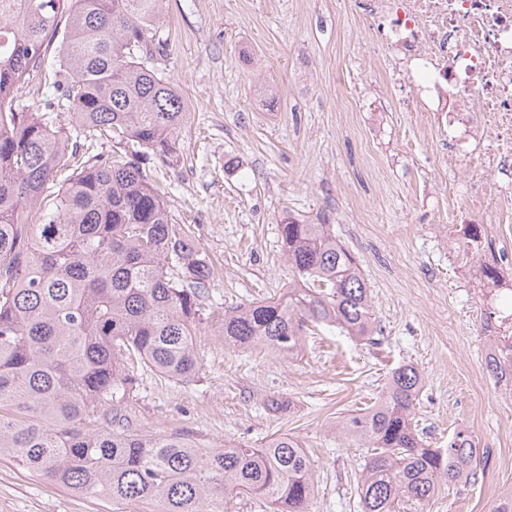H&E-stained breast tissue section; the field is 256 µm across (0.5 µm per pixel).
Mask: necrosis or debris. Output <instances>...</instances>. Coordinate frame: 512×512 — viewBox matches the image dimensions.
<instances>
[{"label":"necrosis or debris","instance_id":"4bbe7bcc","mask_svg":"<svg viewBox=\"0 0 512 512\" xmlns=\"http://www.w3.org/2000/svg\"><path fill=\"white\" fill-rule=\"evenodd\" d=\"M354 16L404 110L441 131L464 208L512 243V0H355Z\"/></svg>","mask_w":512,"mask_h":512}]
</instances>
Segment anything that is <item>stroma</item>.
<instances>
[{
	"label": "stroma",
	"mask_w": 512,
	"mask_h": 512,
	"mask_svg": "<svg viewBox=\"0 0 512 512\" xmlns=\"http://www.w3.org/2000/svg\"><path fill=\"white\" fill-rule=\"evenodd\" d=\"M352 0H164L156 72L184 96L179 158L157 165L175 220L214 261L208 309L279 297L291 273L281 224L331 225L360 263L377 328L373 343L336 327L308 334L280 360L226 346L216 325L197 338L199 374L142 373L125 399L134 426L178 432L203 448L257 447L281 434L309 452L310 512H361L367 450L339 437L346 415L378 400L391 372L423 379L420 437L447 447L468 432L488 459L425 512H494L512 486V394L485 368L491 333L476 278L458 277L436 211L459 208L436 136L403 111L368 57ZM0 512H112L0 461Z\"/></svg>",
	"instance_id": "1"
}]
</instances>
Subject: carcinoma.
Here are the masks:
<instances>
[{
  "label": "carcinoma",
  "instance_id": "1",
  "mask_svg": "<svg viewBox=\"0 0 512 512\" xmlns=\"http://www.w3.org/2000/svg\"><path fill=\"white\" fill-rule=\"evenodd\" d=\"M162 2L0 0V460L132 512H229L244 495L272 512H309L312 467L296 438L204 449L133 428L122 407L141 371L198 374L212 267L146 169L169 161L187 116L183 96L149 67L164 50ZM54 40L57 98L26 100ZM64 101L66 123L52 117ZM104 135L136 150L90 154ZM280 233L287 292L224 311V344L291 359L310 324L372 342L367 284L330 225L290 222ZM421 388L403 366L373 406L339 423L370 448L362 512L427 505L477 473L465 432L446 448L418 440Z\"/></svg>",
  "mask_w": 512,
  "mask_h": 512
}]
</instances>
